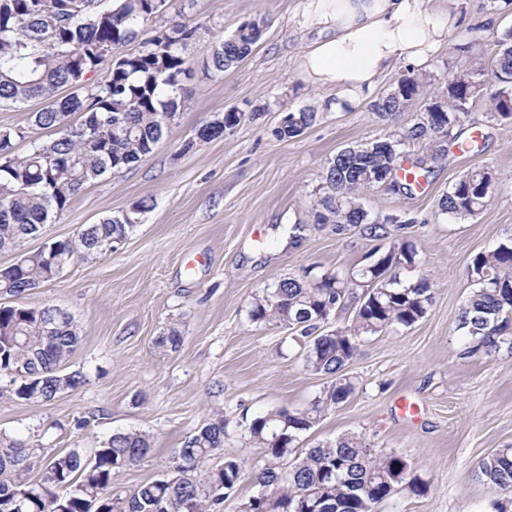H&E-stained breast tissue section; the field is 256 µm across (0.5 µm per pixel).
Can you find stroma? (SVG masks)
<instances>
[{"mask_svg":"<svg viewBox=\"0 0 512 512\" xmlns=\"http://www.w3.org/2000/svg\"><path fill=\"white\" fill-rule=\"evenodd\" d=\"M300 0H168L161 25L201 24L205 31L186 55L183 107L151 154L89 184L73 204L52 216L44 238L74 237L87 224L146 203L129 237L100 258L80 259L54 281L0 304H54L70 312L80 343L64 364L85 383L53 400L23 401L0 375V436L30 442L31 479H40L54 454L92 456L113 433L140 431L151 452L119 471L113 491L159 478L186 437L214 413L224 415L223 456L265 464L248 440L260 413L306 406L329 385L307 371L290 332L249 317L254 293L308 267L350 273L367 262L375 241L358 229L336 233L314 218L322 176L340 150L383 137L388 126L362 100L340 112L319 109L320 89L303 81L294 59L318 35L295 15ZM458 26L418 70L441 86L457 73L485 67L489 90L495 37L512 27V0H444ZM266 24L252 54L224 72L210 69L212 47L245 22ZM318 108L317 121L295 138L272 129L282 113ZM237 110L233 133L193 144L196 130ZM467 150L449 144L444 160L421 188L404 194L389 186L364 190L371 216L404 222L420 273L434 300L410 327L367 337L349 367L355 396L327 412L297 445L355 433L370 448L402 456L428 484L424 494L402 490L377 512H496L498 494L476 477L491 451L512 448V350L490 358L464 351L457 316L474 285L467 269L478 253L512 239V121L490 119L478 107L462 119ZM494 176L489 205L464 220L439 214L437 203L475 168ZM180 347L162 352L156 340L170 327ZM414 403L409 414L403 402Z\"/></svg>","mask_w":512,"mask_h":512,"instance_id":"stroma-1","label":"stroma"}]
</instances>
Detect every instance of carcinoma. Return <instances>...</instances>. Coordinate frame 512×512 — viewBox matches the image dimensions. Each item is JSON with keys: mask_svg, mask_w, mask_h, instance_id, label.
<instances>
[{"mask_svg": "<svg viewBox=\"0 0 512 512\" xmlns=\"http://www.w3.org/2000/svg\"><path fill=\"white\" fill-rule=\"evenodd\" d=\"M166 7V0H0V103L23 105L44 99L47 105L32 113V125L55 132L36 138L29 152L13 156L14 142L26 138L23 128L0 129V252H16L13 263L0 268V291L13 296L41 287L60 274L48 261L56 252L68 266L77 258L100 255L106 244L126 240L148 206L140 203L120 215H111L79 230L76 237L49 242L36 251L20 250L21 243L40 234L52 214L61 213L88 183L108 171H120L152 153L167 129L166 117L181 104L183 78L191 73L182 48L194 40L197 25L174 24L144 38L142 33ZM265 31L262 20L241 25L231 37L216 43L211 66L224 72L246 59ZM140 40L137 51L104 58L100 49ZM492 59L498 83L487 93L480 70L466 71L431 92L422 78L404 74L397 84L412 97H427L435 107L403 132L391 131L368 145L339 152L323 176L316 221L335 218L336 233L354 227L374 241H390L375 261L363 267L359 278L339 272L315 273L279 280L256 295L251 321L275 323L300 333L306 370L333 378L305 407L267 411L249 424L251 443L263 449L265 466L254 475L262 487L242 504L241 512H376L392 494L389 485L412 493L425 492L427 483L414 474L403 457L375 454L363 439L347 434L308 448L297 457L288 476L281 475L284 458L291 455L300 435L326 412L352 397L356 380L346 366L358 355L364 337L422 319L433 302L425 278L404 281L401 274L418 266L415 246L398 242L402 225L390 218H374L366 211L363 190L389 184L405 194L420 185L400 180L404 160L401 146L424 143L429 153L412 159L420 177H428L431 163L445 152L440 140L458 142L454 130L461 116L479 104L490 118L512 120V28L494 42ZM103 80H89L101 69ZM62 87L72 89L59 97ZM383 96L371 109L394 124L401 103ZM315 109L289 113L288 124L273 135L295 138L311 126ZM237 112L224 113L218 124H204L200 135L213 139L234 131ZM493 193L492 174L474 169L461 176L438 202L439 212L462 220L488 206ZM477 285L458 314V329L467 337L466 353L490 357L512 340V240L477 254L468 267ZM362 292L355 293L356 288ZM355 299L352 324L326 330L330 315ZM180 331L172 327L157 340L163 351L181 345ZM80 335L74 317L59 318L57 307L0 306V373L16 376L11 390L19 399L50 401L59 393L85 383L80 372L64 373L61 365L76 350ZM224 415L189 435L179 449L181 469L142 483L122 494L112 492L114 475L139 462L151 450L149 435L117 432L92 460L73 449L51 456L43 478H28V445L20 439L0 438V512H220L224 499L245 477L246 462L226 457L215 467L208 462L224 448ZM477 477L493 491L512 492V448H499L483 458Z\"/></svg>", "mask_w": 512, "mask_h": 512, "instance_id": "carcinoma-1", "label": "carcinoma"}]
</instances>
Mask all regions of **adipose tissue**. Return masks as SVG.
Returning a JSON list of instances; mask_svg holds the SVG:
<instances>
[{"instance_id":"adipose-tissue-1","label":"adipose tissue","mask_w":512,"mask_h":512,"mask_svg":"<svg viewBox=\"0 0 512 512\" xmlns=\"http://www.w3.org/2000/svg\"><path fill=\"white\" fill-rule=\"evenodd\" d=\"M300 17L326 35L303 49L297 70L332 91L335 110L369 96L396 64L425 63L457 22L427 0H301Z\"/></svg>"}]
</instances>
